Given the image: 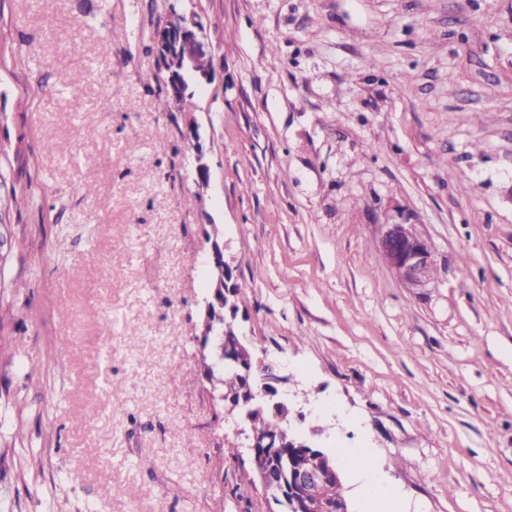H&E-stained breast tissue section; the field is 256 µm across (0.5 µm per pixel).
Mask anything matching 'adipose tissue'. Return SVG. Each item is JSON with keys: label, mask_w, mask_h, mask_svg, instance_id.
<instances>
[{"label": "adipose tissue", "mask_w": 512, "mask_h": 512, "mask_svg": "<svg viewBox=\"0 0 512 512\" xmlns=\"http://www.w3.org/2000/svg\"><path fill=\"white\" fill-rule=\"evenodd\" d=\"M337 458L343 467L353 471L359 478L358 512H373L374 508L380 506L389 508L390 512H399L398 493L374 469L369 449L342 448L339 449Z\"/></svg>", "instance_id": "1"}]
</instances>
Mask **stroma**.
Returning a JSON list of instances; mask_svg holds the SVG:
<instances>
[{
	"instance_id": "stroma-1",
	"label": "stroma",
	"mask_w": 512,
	"mask_h": 512,
	"mask_svg": "<svg viewBox=\"0 0 512 512\" xmlns=\"http://www.w3.org/2000/svg\"><path fill=\"white\" fill-rule=\"evenodd\" d=\"M0 175V512H278L201 374L210 224L301 436L370 449L401 512H512V0H0ZM387 224L433 246L421 293ZM201 26L193 18L171 11L154 36V45L175 97L187 89L186 78L201 84L210 82L213 68L199 69L198 60L205 42L200 35ZM408 224H387L378 240V249L400 283L419 293L434 282L435 253L421 234L407 233Z\"/></svg>"
}]
</instances>
